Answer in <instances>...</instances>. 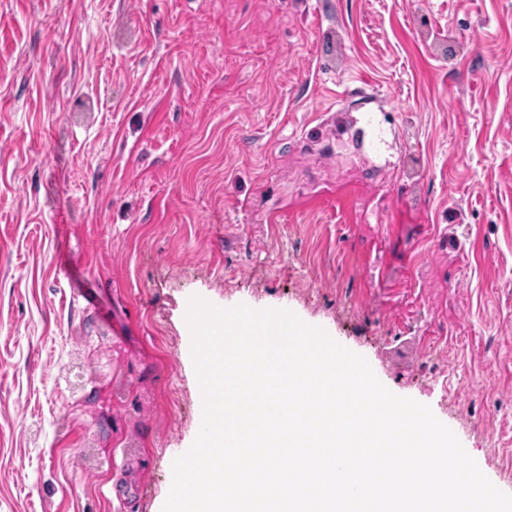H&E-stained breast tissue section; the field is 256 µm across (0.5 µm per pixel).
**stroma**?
<instances>
[{"instance_id":"obj_1","label":"stroma","mask_w":512,"mask_h":512,"mask_svg":"<svg viewBox=\"0 0 512 512\" xmlns=\"http://www.w3.org/2000/svg\"><path fill=\"white\" fill-rule=\"evenodd\" d=\"M194 297L322 328L512 494V0H0V512H163Z\"/></svg>"}]
</instances>
